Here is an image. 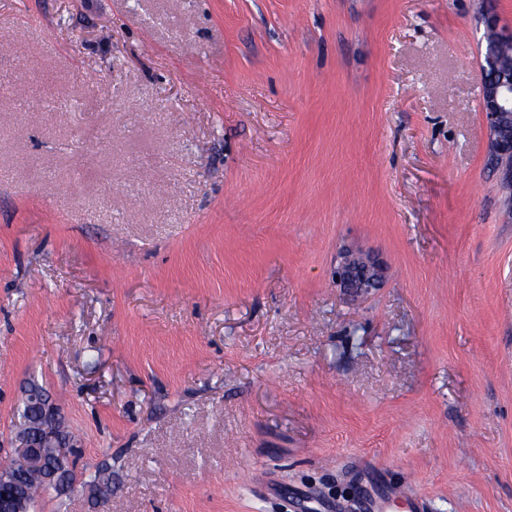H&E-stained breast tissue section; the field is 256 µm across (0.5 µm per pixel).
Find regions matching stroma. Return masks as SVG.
Returning a JSON list of instances; mask_svg holds the SVG:
<instances>
[{
    "label": "stroma",
    "mask_w": 512,
    "mask_h": 512,
    "mask_svg": "<svg viewBox=\"0 0 512 512\" xmlns=\"http://www.w3.org/2000/svg\"><path fill=\"white\" fill-rule=\"evenodd\" d=\"M486 12L0 0V443L33 382L112 466L34 512H512ZM359 273L362 283L356 284L355 274ZM341 288H371L380 284V270L369 258L344 254L337 270Z\"/></svg>",
    "instance_id": "35a3bbf8"
}]
</instances>
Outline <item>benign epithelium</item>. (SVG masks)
Here are the masks:
<instances>
[{
  "instance_id": "obj_1",
  "label": "benign epithelium",
  "mask_w": 512,
  "mask_h": 512,
  "mask_svg": "<svg viewBox=\"0 0 512 512\" xmlns=\"http://www.w3.org/2000/svg\"><path fill=\"white\" fill-rule=\"evenodd\" d=\"M480 79L481 108L490 131L488 153L499 155L495 174L503 184L508 185L512 183V149L506 150L502 133L507 113L512 112V72L500 69L496 59L486 55L480 64ZM337 277L342 288H371L380 284V270L372 260L348 253L342 257ZM28 396L31 397L30 403L38 406V413L27 425L26 431L16 430L11 434L7 452L23 454L31 466L40 468L44 459L38 452V442L34 437L57 440L56 426L64 416L47 392L33 397L26 388L23 397ZM0 512H22L18 490L9 486L4 479L0 480Z\"/></svg>"
}]
</instances>
